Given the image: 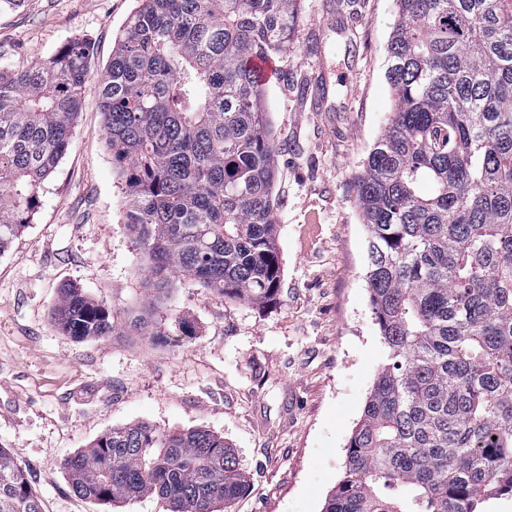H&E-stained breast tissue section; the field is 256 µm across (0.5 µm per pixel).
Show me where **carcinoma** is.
<instances>
[{
  "label": "carcinoma",
  "instance_id": "obj_1",
  "mask_svg": "<svg viewBox=\"0 0 512 512\" xmlns=\"http://www.w3.org/2000/svg\"><path fill=\"white\" fill-rule=\"evenodd\" d=\"M136 2L97 92L147 298L116 320L65 289L50 321L74 338L145 329L181 279L247 304L280 284L277 155L249 62L288 57L300 0ZM395 2L391 112L355 195L387 362L325 512H481L512 489V0ZM92 53L75 38L0 68V253L69 148ZM63 470L85 500L156 495L171 512H219L249 482L224 437L144 422ZM0 512H42L2 447Z\"/></svg>",
  "mask_w": 512,
  "mask_h": 512
}]
</instances>
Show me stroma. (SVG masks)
Wrapping results in <instances>:
<instances>
[{
    "mask_svg": "<svg viewBox=\"0 0 512 512\" xmlns=\"http://www.w3.org/2000/svg\"><path fill=\"white\" fill-rule=\"evenodd\" d=\"M134 0H25L0 10V65L25 68L74 38L93 46L66 155L43 182L30 224L0 253V446L28 473L43 512H170L146 497L120 505L76 496L64 458L117 427L204 428L249 476L229 512H323L387 353L364 278L355 202L362 161L391 107L387 44L394 0H358L330 20L302 0L296 44L265 87L279 160L282 276L275 300L228 302L176 282L152 331L62 335L49 319L62 287L108 311L143 299L145 258L94 87Z\"/></svg>",
    "mask_w": 512,
    "mask_h": 512,
    "instance_id": "35a3bbf8",
    "label": "stroma"
}]
</instances>
